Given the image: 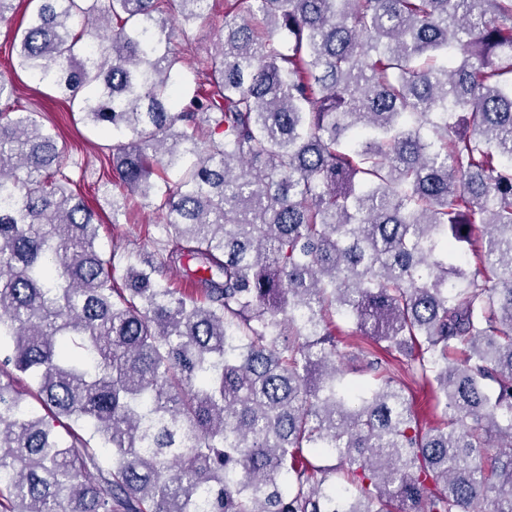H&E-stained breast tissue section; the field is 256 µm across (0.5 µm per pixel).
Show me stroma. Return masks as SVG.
<instances>
[{"instance_id":"35a3bbf8","label":"stroma","mask_w":512,"mask_h":512,"mask_svg":"<svg viewBox=\"0 0 512 512\" xmlns=\"http://www.w3.org/2000/svg\"><path fill=\"white\" fill-rule=\"evenodd\" d=\"M35 0H16L6 20L0 22V73L11 77L17 92L11 101H0V112L22 107L39 112L43 123L54 128L65 148V173L77 184L99 222L97 245L115 267L117 283H124L130 262L158 253L166 236L160 216L141 200L130 202L121 223L112 221V198L101 189L111 174L112 138L104 130L84 123L75 107L54 90L39 84L29 73L11 69V48L18 29L24 28ZM224 28V0H210L206 20L193 32V44L184 60V95H191L199 62L210 55Z\"/></svg>"}]
</instances>
